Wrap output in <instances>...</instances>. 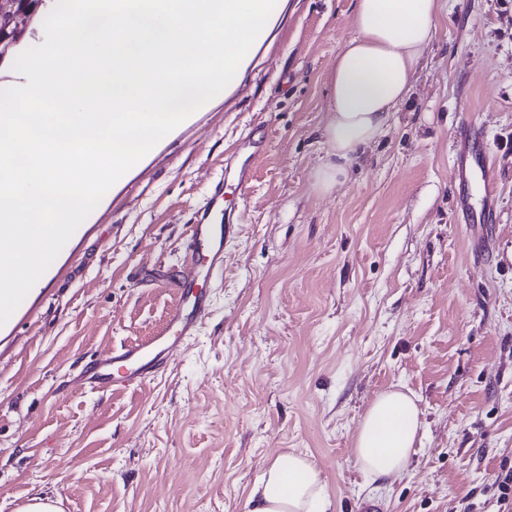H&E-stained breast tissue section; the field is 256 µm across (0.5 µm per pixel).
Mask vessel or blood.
<instances>
[{
	"label": "vessel or blood",
	"instance_id": "b4317fda",
	"mask_svg": "<svg viewBox=\"0 0 512 512\" xmlns=\"http://www.w3.org/2000/svg\"><path fill=\"white\" fill-rule=\"evenodd\" d=\"M460 135L455 152L459 170L479 181L484 196H491L492 166L481 146L479 130L467 122L461 125ZM238 233V219L224 208V185L216 183L206 202L194 213L182 242L183 260L177 275L167 279L177 300L167 314L164 328L139 342L92 355L79 375L81 385L96 391L137 388L168 369L182 342L199 332L201 315L210 307L209 294L201 283L223 276L224 248ZM36 309L35 302L24 299L7 323L0 326V344L13 345L17 331L32 322Z\"/></svg>",
	"mask_w": 512,
	"mask_h": 512
}]
</instances>
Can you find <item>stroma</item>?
<instances>
[{
	"label": "stroma",
	"instance_id": "obj_1",
	"mask_svg": "<svg viewBox=\"0 0 512 512\" xmlns=\"http://www.w3.org/2000/svg\"><path fill=\"white\" fill-rule=\"evenodd\" d=\"M354 0H280L240 80L119 179L58 256L34 328L0 357V512H247L275 458L320 470L331 512H512V0H441L387 133L314 187L326 75ZM484 132L496 220L454 201L462 122ZM259 152L242 230L197 336L115 393L77 379L96 351L160 330L176 266L224 159ZM412 392L407 471L371 480L354 437L385 391Z\"/></svg>",
	"mask_w": 512,
	"mask_h": 512
}]
</instances>
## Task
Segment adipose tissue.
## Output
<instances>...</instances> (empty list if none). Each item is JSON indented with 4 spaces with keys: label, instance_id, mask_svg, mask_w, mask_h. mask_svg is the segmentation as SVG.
Wrapping results in <instances>:
<instances>
[{
    "label": "adipose tissue",
    "instance_id": "adipose-tissue-1",
    "mask_svg": "<svg viewBox=\"0 0 512 512\" xmlns=\"http://www.w3.org/2000/svg\"><path fill=\"white\" fill-rule=\"evenodd\" d=\"M439 11V0H356L355 34L327 78L328 105L318 128L327 159L315 172L319 190L331 191L364 149L385 134L435 36ZM418 429L413 395L380 394L360 424L356 463L375 479L402 474ZM247 506L248 512H329L331 501L319 470L304 456L284 454L256 480Z\"/></svg>",
    "mask_w": 512,
    "mask_h": 512
}]
</instances>
